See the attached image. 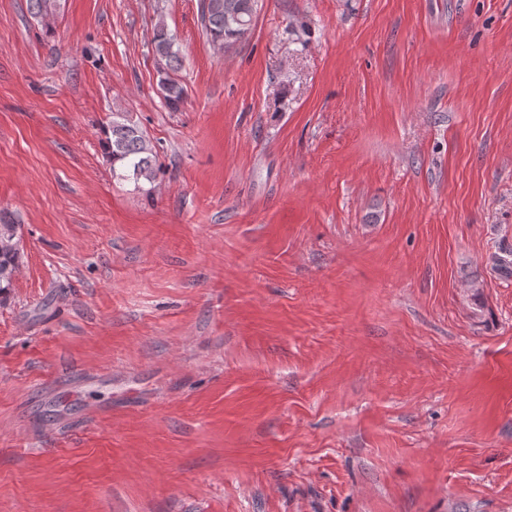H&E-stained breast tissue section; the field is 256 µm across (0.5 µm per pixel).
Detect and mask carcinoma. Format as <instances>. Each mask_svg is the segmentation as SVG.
Here are the masks:
<instances>
[{"label": "carcinoma", "instance_id": "cac0c4a2", "mask_svg": "<svg viewBox=\"0 0 512 512\" xmlns=\"http://www.w3.org/2000/svg\"><path fill=\"white\" fill-rule=\"evenodd\" d=\"M31 14L51 23L58 0H27ZM258 0H200V24L209 42L219 51L228 44L246 38L252 29ZM154 52L160 61L158 89L170 108H176L185 97V89L176 78L182 67L175 39L158 22L153 39ZM101 149L112 163V175L138 185L142 181L155 184L161 171L158 154L146 133L121 112L112 114L102 128ZM19 225L0 216V294L12 287L20 255Z\"/></svg>", "mask_w": 512, "mask_h": 512}]
</instances>
